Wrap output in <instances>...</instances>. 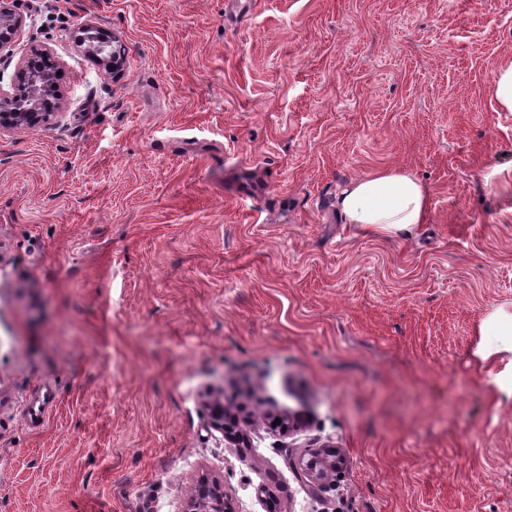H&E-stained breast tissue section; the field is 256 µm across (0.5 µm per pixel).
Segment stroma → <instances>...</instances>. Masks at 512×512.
Here are the masks:
<instances>
[{"label": "stroma", "instance_id": "stroma-1", "mask_svg": "<svg viewBox=\"0 0 512 512\" xmlns=\"http://www.w3.org/2000/svg\"><path fill=\"white\" fill-rule=\"evenodd\" d=\"M66 106L0 131V512H512V0H29ZM116 36L121 72L84 38ZM411 237L342 223L376 170ZM52 385L44 427L22 417ZM246 406L252 445L208 428ZM272 414L300 416L290 434ZM339 449L308 496L293 455ZM493 100L499 112H512V63L503 65L496 74ZM428 202L425 186L413 175L381 169L346 186L337 197L336 208L345 224L395 240L425 224ZM204 408L209 425L224 434L230 444L236 448L250 447L247 433L243 429L250 416L244 414V407H226L222 398L209 394L204 400ZM231 512L219 479L203 475L190 489L185 512Z\"/></svg>", "mask_w": 512, "mask_h": 512}]
</instances>
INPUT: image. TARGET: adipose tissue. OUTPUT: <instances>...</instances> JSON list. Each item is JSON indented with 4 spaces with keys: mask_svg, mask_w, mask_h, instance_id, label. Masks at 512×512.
<instances>
[{
    "mask_svg": "<svg viewBox=\"0 0 512 512\" xmlns=\"http://www.w3.org/2000/svg\"><path fill=\"white\" fill-rule=\"evenodd\" d=\"M429 196L413 175L381 169L359 178L338 195L336 208L345 223L388 240L405 238L425 223Z\"/></svg>",
    "mask_w": 512,
    "mask_h": 512,
    "instance_id": "ef3b65f1",
    "label": "adipose tissue"
}]
</instances>
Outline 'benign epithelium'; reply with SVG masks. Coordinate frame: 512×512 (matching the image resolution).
<instances>
[{
  "label": "benign epithelium",
  "instance_id": "1",
  "mask_svg": "<svg viewBox=\"0 0 512 512\" xmlns=\"http://www.w3.org/2000/svg\"><path fill=\"white\" fill-rule=\"evenodd\" d=\"M24 25L25 17L17 10V0H0V57L11 52ZM89 51L99 58L106 70L114 73L119 71L121 51L114 48L107 54L95 46L90 47ZM58 71L60 62L47 47L20 61L15 82L26 85L28 93L21 99L16 91L0 86V130L35 127L57 116L65 105ZM204 408L209 425L224 434L230 444L236 448L250 447L243 429V425L249 422L244 408L226 407L224 400L213 394L204 400ZM324 453L323 459L310 458L301 462L303 475L317 488L341 463L338 449L327 448ZM185 512H231L221 481L207 475L197 479L190 489Z\"/></svg>",
  "mask_w": 512,
  "mask_h": 512
}]
</instances>
